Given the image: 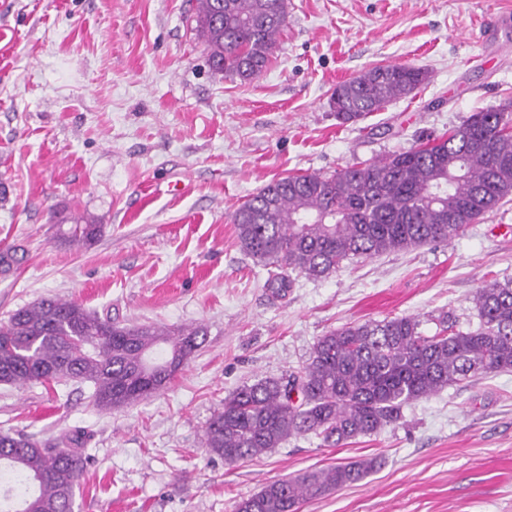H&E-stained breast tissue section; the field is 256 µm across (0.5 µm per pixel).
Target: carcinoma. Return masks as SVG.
<instances>
[{"label":"carcinoma","mask_w":512,"mask_h":512,"mask_svg":"<svg viewBox=\"0 0 512 512\" xmlns=\"http://www.w3.org/2000/svg\"><path fill=\"white\" fill-rule=\"evenodd\" d=\"M200 36L213 66L252 80L266 70L286 22L285 0H196ZM427 72L378 65L334 89L343 123H357L411 94ZM512 195V112L483 110L411 149L326 176L295 173L270 182L232 214L241 247L284 288L288 272L325 276L359 258L452 241ZM101 225L81 218L66 240L90 244ZM480 323L460 330L445 319L431 336L411 316L344 325L314 344L287 379H260L224 398L205 430L227 463L252 460L294 436L326 447L371 436L402 419L403 408L448 386L512 370V288L477 289ZM202 325H122L73 300L41 299L0 323V384L88 382L99 411L134 405L164 389L202 348ZM82 435L63 447L23 433L0 434V512H73L85 470ZM376 457L266 484L233 512H299L304 502L362 481Z\"/></svg>","instance_id":"1"}]
</instances>
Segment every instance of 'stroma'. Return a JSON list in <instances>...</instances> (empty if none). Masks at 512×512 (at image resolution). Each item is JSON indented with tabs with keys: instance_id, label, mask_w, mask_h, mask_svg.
I'll list each match as a JSON object with an SVG mask.
<instances>
[{
	"instance_id": "35a3bbf8",
	"label": "stroma",
	"mask_w": 512,
	"mask_h": 512,
	"mask_svg": "<svg viewBox=\"0 0 512 512\" xmlns=\"http://www.w3.org/2000/svg\"><path fill=\"white\" fill-rule=\"evenodd\" d=\"M268 70H214L191 0H0V321L46 297L124 324L207 327L166 389L109 413L88 385H0V434L81 431L75 512H231L267 483L379 456L300 512H512V371L451 386L339 448L307 436L225 463L204 430L243 384L304 366L342 325L413 316L477 327L486 282L512 283V196L452 242L270 285L235 209L272 180L330 175L512 105V0H286ZM426 68L411 95L356 124L337 83L384 64ZM101 224L67 243L73 220Z\"/></svg>"
}]
</instances>
